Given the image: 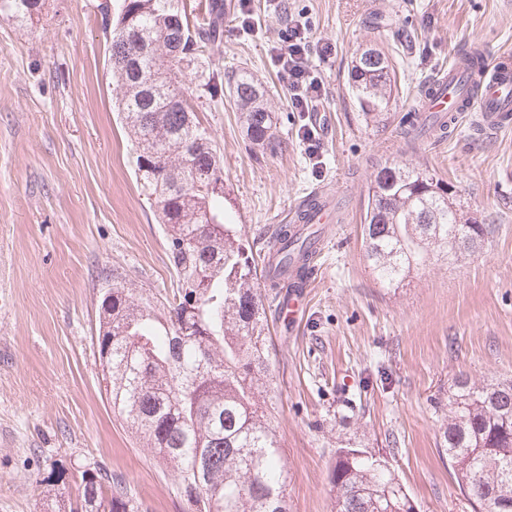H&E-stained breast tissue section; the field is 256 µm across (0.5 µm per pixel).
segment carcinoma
<instances>
[{
  "label": "carcinoma",
  "instance_id": "1",
  "mask_svg": "<svg viewBox=\"0 0 512 512\" xmlns=\"http://www.w3.org/2000/svg\"><path fill=\"white\" fill-rule=\"evenodd\" d=\"M123 0L115 24L102 25L110 56L131 52L137 68L113 74L117 109L130 133L140 186L168 232V259L179 288L154 302L119 283L107 291L111 319L99 325L107 399L128 427L171 469L192 512H288L282 439L260 404L270 386L269 324L259 291V261L286 277L309 267L310 236L277 227L273 254L245 255L224 213V169L190 103L184 62L218 41L224 5L184 31L161 25L181 0ZM29 14L27 0H0L1 17ZM384 70L352 64V94L366 123H380L397 89L392 56ZM165 70L152 96L128 94L139 73ZM229 101L248 141L274 149L278 117L253 73L238 69ZM451 187L429 171L387 162L370 182L363 215L366 258L389 288L436 255L452 261L487 236L450 201ZM448 463L461 492L482 512H512V381L457 378L448 389ZM335 512H403L407 492L372 457L341 455L330 470ZM69 512H139L125 482L102 467L85 472Z\"/></svg>",
  "mask_w": 512,
  "mask_h": 512
}]
</instances>
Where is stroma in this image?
<instances>
[{"mask_svg":"<svg viewBox=\"0 0 512 512\" xmlns=\"http://www.w3.org/2000/svg\"><path fill=\"white\" fill-rule=\"evenodd\" d=\"M42 0L33 20L0 18V512H50L38 482L76 496L84 470L122 477L140 512H188L173 473L106 399L97 353L106 279L164 299L178 286L167 238L135 176L115 110L101 7ZM308 25L325 95L292 111L276 55L289 18ZM388 34L398 96L365 123L348 89L356 51ZM334 50L317 54L323 43ZM512 51V0H246L186 84L224 167V209L244 247L268 248L272 218L310 192L332 198L326 246L294 314L268 310L272 381L263 399L284 442L289 512H333L340 448L386 459L419 512H473L444 453L448 388L512 380V130L472 120L447 137L400 129L422 86L460 49ZM245 67L278 116V153L252 146L228 100ZM315 139L304 142L303 126ZM429 170L490 234L452 266L429 260L399 288L374 278L361 218L377 163Z\"/></svg>","mask_w":512,"mask_h":512,"instance_id":"35a3bbf8","label":"stroma"}]
</instances>
